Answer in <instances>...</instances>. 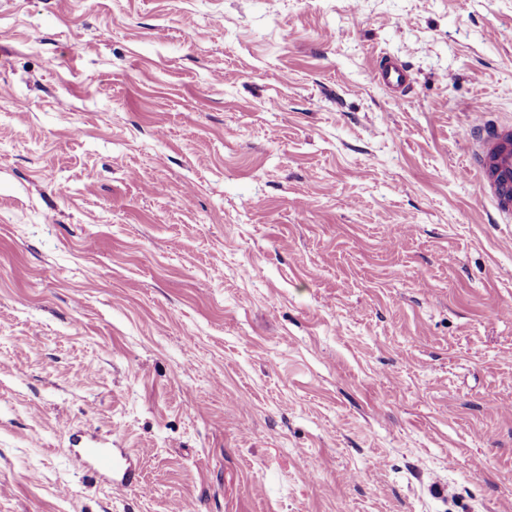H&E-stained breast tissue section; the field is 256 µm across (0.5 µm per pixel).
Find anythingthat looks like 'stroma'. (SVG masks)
<instances>
[{
	"mask_svg": "<svg viewBox=\"0 0 512 512\" xmlns=\"http://www.w3.org/2000/svg\"><path fill=\"white\" fill-rule=\"evenodd\" d=\"M509 86L512 0H0V512H512ZM375 70L380 83L389 90L395 100L405 94L407 88V70L401 62L385 57H378ZM480 119L463 130L468 145L465 171L472 173L498 224L512 222V124L478 106Z\"/></svg>",
	"mask_w": 512,
	"mask_h": 512,
	"instance_id": "1",
	"label": "stroma"
}]
</instances>
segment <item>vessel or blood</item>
I'll use <instances>...</instances> for the list:
<instances>
[{
    "label": "vessel or blood",
    "instance_id": "vessel-or-blood-1",
    "mask_svg": "<svg viewBox=\"0 0 512 512\" xmlns=\"http://www.w3.org/2000/svg\"><path fill=\"white\" fill-rule=\"evenodd\" d=\"M380 83L394 98H401L408 85L407 70L401 62L380 57L375 61ZM479 120L464 129L468 145L464 164L472 173L483 198L489 201L498 223L512 222V124L493 118L486 110H479ZM97 469L104 473L121 472L123 482H130L133 468H119L111 449L92 448L88 451Z\"/></svg>",
    "mask_w": 512,
    "mask_h": 512
}]
</instances>
